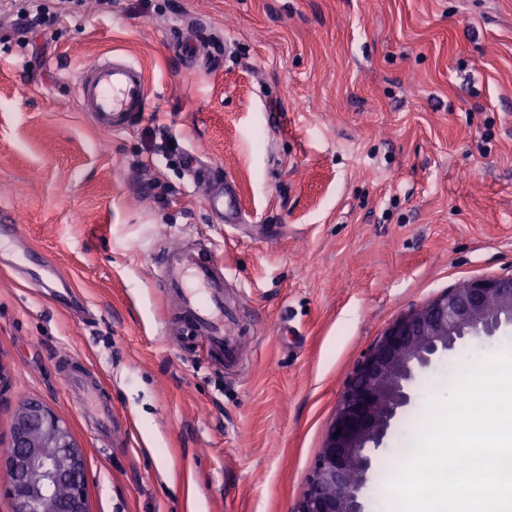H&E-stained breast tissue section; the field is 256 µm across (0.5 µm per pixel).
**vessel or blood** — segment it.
Listing matches in <instances>:
<instances>
[{"label":"vessel or blood","instance_id":"b4317fda","mask_svg":"<svg viewBox=\"0 0 512 512\" xmlns=\"http://www.w3.org/2000/svg\"><path fill=\"white\" fill-rule=\"evenodd\" d=\"M78 101L83 111L103 128L114 132L125 130L131 121L148 112L151 90L141 67L122 56L97 60L75 74ZM189 165L197 166L199 181L209 182L205 203L211 214L227 224L240 223L242 213L233 189L220 180L207 176L206 168L198 167V157L188 153ZM19 218L15 211L0 210V244L21 239ZM160 281L179 299L188 315L173 333L178 342L192 345L206 343L215 358L235 361L240 347L224 330V267L213 246H201L191 253H161ZM60 369L66 387L79 391V408L94 416L101 430L112 425V402L96 377L83 366L63 359Z\"/></svg>","mask_w":512,"mask_h":512}]
</instances>
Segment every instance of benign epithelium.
Returning <instances> with one entry per match:
<instances>
[{"instance_id": "7a95c632", "label": "benign epithelium", "mask_w": 512, "mask_h": 512, "mask_svg": "<svg viewBox=\"0 0 512 512\" xmlns=\"http://www.w3.org/2000/svg\"><path fill=\"white\" fill-rule=\"evenodd\" d=\"M512 326V274L475 278L394 320L342 391L297 512H364L367 451L383 445L411 402L417 375L472 337ZM11 449L0 460V493L13 512H88L85 461L67 424L36 401L18 405ZM55 448L52 457L43 449ZM66 482L68 496L58 487Z\"/></svg>"}]
</instances>
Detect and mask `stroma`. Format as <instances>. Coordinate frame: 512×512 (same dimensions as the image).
Returning <instances> with one entry per match:
<instances>
[{
  "mask_svg": "<svg viewBox=\"0 0 512 512\" xmlns=\"http://www.w3.org/2000/svg\"><path fill=\"white\" fill-rule=\"evenodd\" d=\"M19 36L0 17V208L62 268L94 316L56 307L0 262V449L19 403L69 426L89 512H297L342 387L401 314L462 282L512 274V0H45ZM203 26L198 66L173 34ZM121 54L152 110L123 132L77 105L72 73ZM237 184L239 224L210 214L185 157ZM223 248L236 362L166 336L180 317L159 250ZM443 355L376 452L410 447L459 363ZM98 373V439L58 359Z\"/></svg>",
  "mask_w": 512,
  "mask_h": 512,
  "instance_id": "35a3bbf8",
  "label": "stroma"
}]
</instances>
